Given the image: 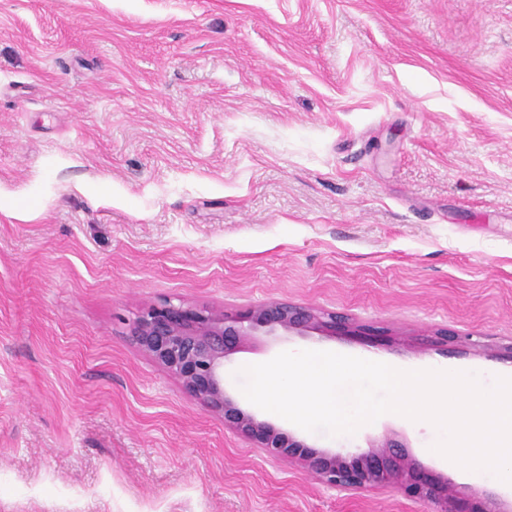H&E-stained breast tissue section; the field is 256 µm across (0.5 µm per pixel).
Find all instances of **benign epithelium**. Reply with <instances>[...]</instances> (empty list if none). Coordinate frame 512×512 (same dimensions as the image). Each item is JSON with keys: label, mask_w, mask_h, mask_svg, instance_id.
<instances>
[{"label": "benign epithelium", "mask_w": 512, "mask_h": 512, "mask_svg": "<svg viewBox=\"0 0 512 512\" xmlns=\"http://www.w3.org/2000/svg\"><path fill=\"white\" fill-rule=\"evenodd\" d=\"M360 329L362 326L348 317L271 300L235 312L165 301L144 311L131 331L138 346L222 419L225 429L248 440L264 456L295 463L316 474L322 483L344 491L396 490L429 501L433 512H469L480 493L426 476L399 441L383 437L348 460L339 453L313 448L243 409L226 388L227 356L256 332L334 336ZM432 344L444 349L485 347L470 336L446 330L436 332Z\"/></svg>", "instance_id": "7a95c632"}]
</instances>
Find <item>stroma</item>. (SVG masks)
<instances>
[{"instance_id":"1","label":"stroma","mask_w":512,"mask_h":512,"mask_svg":"<svg viewBox=\"0 0 512 512\" xmlns=\"http://www.w3.org/2000/svg\"><path fill=\"white\" fill-rule=\"evenodd\" d=\"M166 300L363 325L249 337L238 399L289 350L512 374V0H0V512H431L226 431L130 334ZM270 421L512 503L403 416ZM473 336H459L454 332L448 330L437 331L434 338L431 340L432 344L444 349L466 347L473 350L484 348L486 345L481 341L472 340Z\"/></svg>"}]
</instances>
